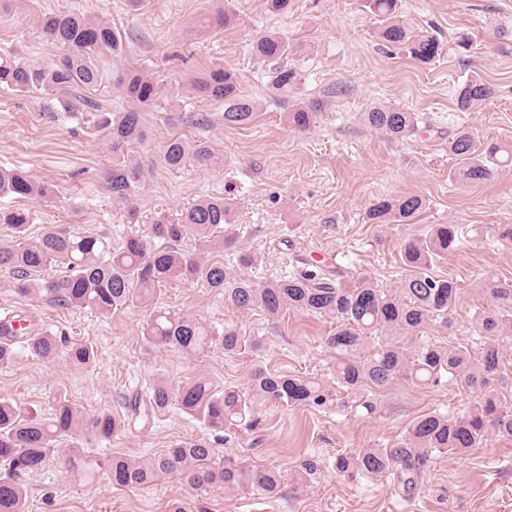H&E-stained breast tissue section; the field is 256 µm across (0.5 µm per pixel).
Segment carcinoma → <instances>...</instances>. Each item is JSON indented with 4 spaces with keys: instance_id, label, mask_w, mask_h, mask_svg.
Wrapping results in <instances>:
<instances>
[{
    "instance_id": "obj_1",
    "label": "carcinoma",
    "mask_w": 512,
    "mask_h": 512,
    "mask_svg": "<svg viewBox=\"0 0 512 512\" xmlns=\"http://www.w3.org/2000/svg\"><path fill=\"white\" fill-rule=\"evenodd\" d=\"M364 7L380 22L377 37L386 46L403 48L411 58L427 62L437 55L439 43L432 35L413 33L399 17V0H365ZM44 36L60 50L46 63L19 60L9 53L0 55V88L20 95L37 93L57 97L72 88H93L100 75L94 56L107 49L121 50V42L111 26L77 12L45 15L40 22ZM291 50L288 38L275 31L261 33L251 45V55L260 63L272 65L269 88L274 98L286 102L297 96L299 72L279 60ZM127 105L121 112H98V125L112 141V199L126 203L143 179L137 162L125 158L128 146L146 139L144 113L158 105L159 84L138 72L120 77ZM204 99L224 105L222 117L228 127L251 123L256 104L240 89L235 74L223 67L212 69L195 84ZM494 88L471 77L457 91L456 104L468 110L493 97ZM317 112L303 102L291 105L288 124L305 132L316 123ZM368 126L392 140L417 133L415 113L400 106L374 107L365 113ZM500 147L488 144L460 127L448 139V153L455 164L449 172L453 181L478 186L491 180L498 168L512 163V152L503 158ZM163 161L171 171H179L195 161L216 165L218 161L202 140L169 139L163 147ZM0 194L17 198H46L47 185L18 169L0 168ZM428 208L420 195L380 198L367 211V223L380 228L408 224ZM230 205L222 198L205 197L172 219L161 213L149 235L131 237L120 245L100 235H76L50 228L37 239L25 235L31 223L24 209L0 211V223L15 231L14 240L0 245V271L13 276L22 293L42 288L60 306L89 308L102 316L122 306L147 311L144 340L156 347L173 348L187 354H201L214 346L224 354L237 353L244 341L231 328L216 335L199 319L175 311L158 309L153 300L159 287L178 280L201 282L224 292V301L238 308L258 306L272 319L287 312L308 313L334 321L335 328L323 338L324 345L336 352L337 388H328L305 376L256 371L248 386L227 385L222 390L200 378L171 386L155 385L147 398L139 396L130 404L131 419L148 418L177 405L187 412L200 410L210 429L228 426L253 427V398L292 406L327 409L344 407L364 387H383L396 379L422 385H437L443 376L459 380L475 394L474 402L455 415L429 412L414 419L394 448H367L355 455L336 457V470L348 477L377 475L393 471L404 491L413 492L422 471L438 454H462L478 447L489 434L512 440V403L495 388L500 350L494 337L512 334V281L482 278L481 294L490 307L479 308L474 329L486 338L482 350L471 353L465 347L444 349L426 344L414 352L392 342L395 337L414 336L428 322L448 324V315L460 299V288L451 278L431 272L436 261L457 248L458 227L431 224L422 238L405 243L401 252L402 274L391 288H380L370 279L333 278L331 271H306L288 279H278L263 288L233 267L209 260L217 248L232 250L230 236L217 238L216 228L229 223ZM197 237L194 251L179 248L188 233ZM159 239L164 247L153 244ZM59 266L63 274L43 283L40 273ZM0 336L13 341L0 342V364L17 355L14 341L21 340L25 351L38 359L51 361L60 356L72 365L87 367L96 352L88 344H67L52 333L41 331L19 314L0 321ZM378 339L379 349L365 354L367 345ZM53 414L43 419L25 414L8 400L0 401V512H26L27 487L23 477L39 470L58 453L56 443L84 426L101 438H108L116 422L107 413L86 418L69 400L52 397ZM112 484L125 488L148 487L162 476H175L193 490L214 484L235 494L253 489L269 498L278 497L282 477L273 468H254L240 462L216 464L214 450L204 440L174 443L158 449L143 461L112 457L106 461Z\"/></svg>"
}]
</instances>
